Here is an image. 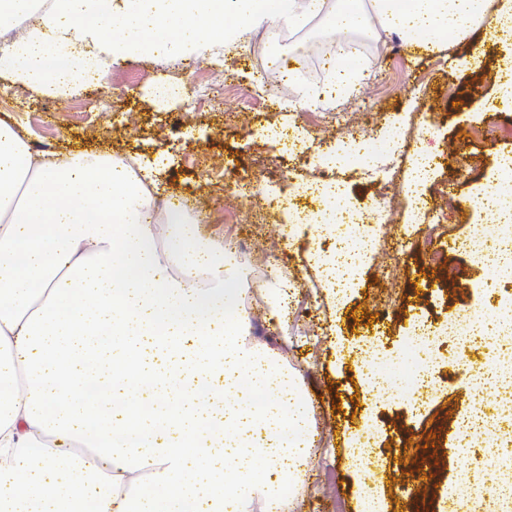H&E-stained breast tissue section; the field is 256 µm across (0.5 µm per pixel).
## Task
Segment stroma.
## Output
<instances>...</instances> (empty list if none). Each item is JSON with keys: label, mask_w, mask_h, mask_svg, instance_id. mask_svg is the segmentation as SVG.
Returning a JSON list of instances; mask_svg holds the SVG:
<instances>
[{"label": "stroma", "mask_w": 512, "mask_h": 512, "mask_svg": "<svg viewBox=\"0 0 512 512\" xmlns=\"http://www.w3.org/2000/svg\"><path fill=\"white\" fill-rule=\"evenodd\" d=\"M360 55L370 72L360 91L297 119L287 109L294 84L272 79V66H259L247 47L190 65L109 63L93 85L50 100L0 78V121L30 144L46 141L60 154L140 156L156 169L162 196L187 200L201 213L202 238L236 243L242 309L264 328L251 340L273 347L300 376L314 409L316 453L290 512H359L367 490L381 498L384 512H448V494L462 495V477L475 479L487 496L512 477V465L491 469L483 435L465 437L459 429L475 407L490 409L494 399L493 387L473 384L469 367L511 348L512 340L494 349L480 339L433 346L434 382L417 408L385 389L366 392L361 366L373 355L388 365L403 361L419 322L435 329L460 310L491 316L502 301H512V284L492 283L483 264L459 247L487 223L486 191L512 195V181L499 167L512 155V138L486 133L492 122L512 124V100L500 91L511 77L505 67L512 40L490 43L477 32L441 52L414 55L391 38L369 42ZM163 81L181 83L184 100L159 102L155 92ZM354 112L360 123L346 129ZM177 115L182 125L175 134ZM395 120L408 133L389 158L399 169L398 203L376 251L338 303L315 265L335 239L320 221L323 203L306 188L324 169L303 165L262 131L297 122L300 138H317L329 154L339 141L376 138ZM421 155L431 157L432 173L415 200L405 184ZM228 183L240 193L237 202L225 199ZM291 203L306 217L297 227L283 216ZM432 230L454 276L418 248ZM273 266L287 270L296 287L284 327L265 300L268 279L257 274ZM359 440L371 444L377 481L355 468L352 449ZM460 504L463 512L472 506L463 495Z\"/></svg>", "instance_id": "35a3bbf8"}]
</instances>
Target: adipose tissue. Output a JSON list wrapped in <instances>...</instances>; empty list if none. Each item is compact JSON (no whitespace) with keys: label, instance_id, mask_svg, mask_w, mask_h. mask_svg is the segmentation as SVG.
I'll use <instances>...</instances> for the list:
<instances>
[{"label":"adipose tissue","instance_id":"adipose-tissue-1","mask_svg":"<svg viewBox=\"0 0 512 512\" xmlns=\"http://www.w3.org/2000/svg\"><path fill=\"white\" fill-rule=\"evenodd\" d=\"M316 20L349 98L368 69L347 33L494 41L512 0H0V66L61 95L110 60L205 59ZM154 183L0 122V512H286L313 456L298 375L249 341L233 254L179 205L151 219Z\"/></svg>","mask_w":512,"mask_h":512}]
</instances>
